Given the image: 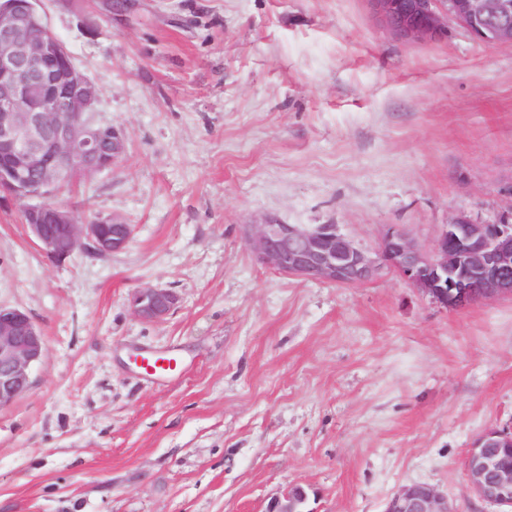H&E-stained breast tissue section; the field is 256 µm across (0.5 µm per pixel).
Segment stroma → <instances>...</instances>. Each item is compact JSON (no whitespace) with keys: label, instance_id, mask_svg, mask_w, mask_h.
Listing matches in <instances>:
<instances>
[{"label":"stroma","instance_id":"1","mask_svg":"<svg viewBox=\"0 0 512 512\" xmlns=\"http://www.w3.org/2000/svg\"><path fill=\"white\" fill-rule=\"evenodd\" d=\"M119 127L110 169L54 202L134 227L125 250L48 259L0 192V305L46 343L0 409V512H383L426 483L458 512L466 452L512 426V297L440 306L386 270L344 287L256 261L247 225L389 227L512 216V45L393 35L370 0H43ZM180 302L145 322L133 291ZM176 352L150 381L130 357Z\"/></svg>","mask_w":512,"mask_h":512}]
</instances>
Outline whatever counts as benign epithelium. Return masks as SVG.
I'll list each match as a JSON object with an SVG mask.
<instances>
[{"instance_id": "obj_1", "label": "benign epithelium", "mask_w": 512, "mask_h": 512, "mask_svg": "<svg viewBox=\"0 0 512 512\" xmlns=\"http://www.w3.org/2000/svg\"><path fill=\"white\" fill-rule=\"evenodd\" d=\"M385 27L411 40H439L448 20L484 43L512 44V0H370ZM40 0H0V188L26 205V226L50 259L63 263L77 248L98 256L123 251L133 225L118 218L78 224L51 202L76 170L94 173L113 166L124 152L123 132L98 123L97 85L74 65L52 33ZM247 244L255 258L278 272L304 280L355 286L387 267L446 308L512 296V224H481L465 216L446 224L433 249L420 248L391 228L376 256L358 248L334 224H252ZM133 313L164 320L179 304L167 288L135 290ZM44 338L21 308L0 305V407L13 404L31 386V368L44 359ZM512 428H487L470 448L466 470L472 493L499 512H512ZM303 487L270 500L265 512L288 506ZM383 512H456L448 497L425 483L405 485Z\"/></svg>"}]
</instances>
